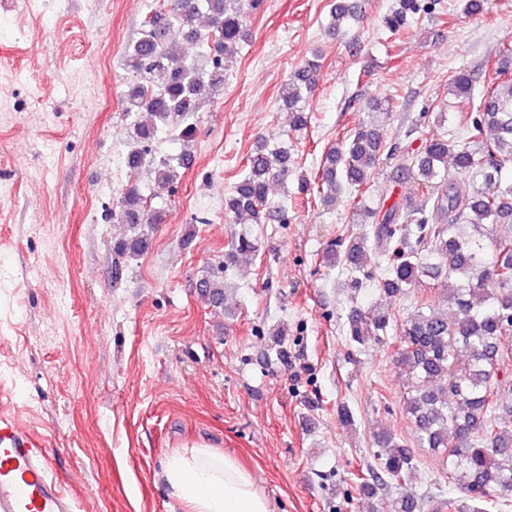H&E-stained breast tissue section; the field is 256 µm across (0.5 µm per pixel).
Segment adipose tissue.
Here are the masks:
<instances>
[{
	"label": "adipose tissue",
	"mask_w": 512,
	"mask_h": 512,
	"mask_svg": "<svg viewBox=\"0 0 512 512\" xmlns=\"http://www.w3.org/2000/svg\"><path fill=\"white\" fill-rule=\"evenodd\" d=\"M163 477L186 512H273L250 471L232 456L204 445L168 457Z\"/></svg>",
	"instance_id": "ef3b65f1"
}]
</instances>
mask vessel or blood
<instances>
[{"instance_id": "b4317fda", "label": "vessel or blood", "mask_w": 512, "mask_h": 512, "mask_svg": "<svg viewBox=\"0 0 512 512\" xmlns=\"http://www.w3.org/2000/svg\"><path fill=\"white\" fill-rule=\"evenodd\" d=\"M73 501L53 478L39 440L0 415V512H73Z\"/></svg>"}]
</instances>
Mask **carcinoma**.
I'll return each mask as SVG.
<instances>
[{"label":"carcinoma","instance_id":"cac0c4a2","mask_svg":"<svg viewBox=\"0 0 512 512\" xmlns=\"http://www.w3.org/2000/svg\"><path fill=\"white\" fill-rule=\"evenodd\" d=\"M261 2L176 0L167 12L154 2L144 15L140 37L124 54L134 80L120 98L131 128L127 164L145 170L153 186L127 185L112 197L106 220L132 232L114 242L115 255H139L148 247L142 227L163 223L166 202L156 198L178 183L184 158L192 154L190 118L205 95L224 85L244 40L242 14ZM428 9L422 0H398L385 27L395 34ZM357 15L341 2L332 4L330 32H340ZM173 25L202 46L198 56L189 60L170 46ZM318 68V60H308L281 86L294 137L307 130L306 102ZM448 92L478 101L476 111L453 121L439 113L437 122L448 128L422 149L387 147L379 113L384 103L375 102V119L359 122L327 150L316 191L325 206L341 192L354 196L357 223L368 225L358 236L332 241L326 264L351 269L347 287L356 292L363 287L356 273L367 266L368 252L381 270L378 298L364 310L351 309L345 339L361 351L396 337L409 388L405 411L417 444L439 458L448 483L460 491L441 499V507L479 512L477 503L497 508L512 493V431L501 426L512 417V401L498 386L502 365L512 360V47L499 51L480 87L466 73L449 72ZM162 133L181 145L179 153L157 155L154 144ZM389 159L412 185L387 207L379 176ZM291 166L288 145L259 144L243 178L224 195V215L264 224L275 212L279 223H288V207L272 210L269 191L273 182H288ZM450 166L472 184V192L459 189ZM256 251L253 234L239 233L228 244L224 266ZM424 280L436 290V301L420 304L403 320L383 304V298L404 295ZM196 288L206 305L224 308L221 272L201 276ZM373 439L386 449L380 467L388 478L399 480L415 468L412 449L387 429L376 427Z\"/></svg>","mask_w":512,"mask_h":512}]
</instances>
